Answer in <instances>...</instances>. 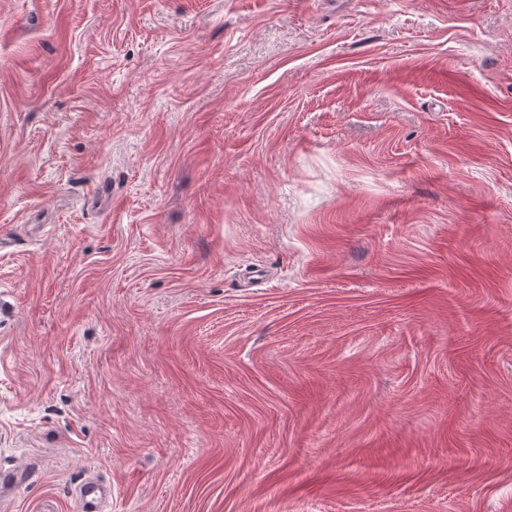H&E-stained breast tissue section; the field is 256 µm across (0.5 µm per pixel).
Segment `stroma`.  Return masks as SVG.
<instances>
[{"instance_id":"stroma-1","label":"stroma","mask_w":512,"mask_h":512,"mask_svg":"<svg viewBox=\"0 0 512 512\" xmlns=\"http://www.w3.org/2000/svg\"><path fill=\"white\" fill-rule=\"evenodd\" d=\"M0 512H512V0H0ZM110 495V491L95 480H88L78 491L79 511L103 512Z\"/></svg>"}]
</instances>
